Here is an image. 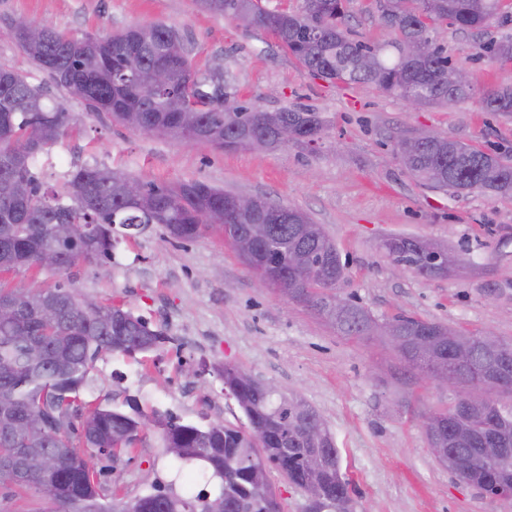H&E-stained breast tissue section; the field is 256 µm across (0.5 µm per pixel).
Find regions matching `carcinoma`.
<instances>
[{
	"mask_svg": "<svg viewBox=\"0 0 512 512\" xmlns=\"http://www.w3.org/2000/svg\"><path fill=\"white\" fill-rule=\"evenodd\" d=\"M379 18L390 38L379 43L350 37L345 28L347 0H303L296 11L270 9L262 0H198L200 8L244 29L257 27L270 33L278 46L311 74L331 83L365 84L400 98L419 100L423 107L457 105L469 101L473 90H459L448 82L456 66L433 32L450 25L462 32L482 33L500 22L502 0H376ZM35 33L14 32L27 57L50 82L82 100L91 112L105 115L139 133L186 142L184 129L195 128L194 144L233 151L247 140L277 148L276 128L286 124L301 136L297 145L323 138L328 121L307 108L263 111L239 96L229 60L203 71L190 52H173L183 39L178 30L163 24H134L107 35H64L46 25L28 23ZM419 45L416 54L409 52ZM479 55L490 60L512 59V38L478 45ZM159 65L171 68L170 80L148 87L141 74ZM41 86L25 75L0 66V273L38 267L35 256L46 248L58 254L63 273L82 262L103 264L112 259L114 226L145 229L162 227L168 239L191 242L209 231L229 237L253 230L270 241L261 256L274 277L290 274L288 260L299 252L319 272L315 280L301 283L308 308L346 336H365L373 317L351 300L332 314L324 303L344 281L336 243L304 212L256 197V211L242 215L231 205L232 193L204 180L158 185L141 181L144 196L132 200L125 193L131 175L98 165L71 172L63 194L47 192L33 171L41 154H47L64 133L67 114L59 105H48ZM481 107L487 112L512 113V87L486 91ZM397 153L416 179L432 187L460 194L478 192L489 199L512 196V154L485 151L436 135L426 143L411 136L396 142ZM25 184L22 193L15 183ZM52 224L91 226L71 240L48 235ZM380 248L391 260L401 261L421 275L448 270L444 262L422 249L420 240L400 235L382 241ZM25 294L27 311L10 317L9 305ZM54 304L61 311L55 322H45L39 311ZM390 324L404 338L397 351L415 359L410 338L440 322L398 315ZM167 341L162 331L121 305L84 302L79 294L61 285L54 288L0 286V422L35 416L44 434L37 445L46 467L30 479L27 488L45 487L50 512H282L269 481L257 483L255 471L274 469L298 487L309 479L312 444L302 428L318 417L308 405L256 382L245 371L221 368L224 391L243 412L247 425L223 423L199 427L172 416L148 415L135 400L126 399L129 411L97 406L79 424L63 429L60 414L79 413L75 406L104 352L128 355L149 353ZM159 432L163 448L181 464L198 462L210 490L179 494L173 485H151V491L132 503L120 499L101 501L93 449L112 457L138 440L144 429ZM494 431L501 444L512 447V388L499 392L498 401L485 419L471 424L470 439L457 448L473 471L474 487L492 495L496 480L486 469L481 448ZM314 481L320 497L306 505V512H350L352 489L342 475L334 440L317 464Z\"/></svg>",
	"mask_w": 512,
	"mask_h": 512,
	"instance_id": "cac0c4a2",
	"label": "carcinoma"
}]
</instances>
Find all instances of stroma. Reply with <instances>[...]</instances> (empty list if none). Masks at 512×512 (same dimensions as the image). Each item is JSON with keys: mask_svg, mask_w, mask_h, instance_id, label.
<instances>
[{"mask_svg": "<svg viewBox=\"0 0 512 512\" xmlns=\"http://www.w3.org/2000/svg\"><path fill=\"white\" fill-rule=\"evenodd\" d=\"M348 30L370 42L387 39L375 0H349ZM509 20L477 35L447 28L439 41L469 72L475 98L465 104L407 108L400 97L366 85L314 77L260 29L214 16L196 0H0V66L46 80L22 53L9 23L20 16L65 34L106 35L132 24L164 23L186 38L202 68L228 57L241 95L273 111L308 107L331 122L315 150L222 152L149 137L90 112L67 91L50 98L68 114L65 132L34 170L44 187L64 191L68 172L85 164L120 169L158 184L202 179L232 193L263 195L300 209L334 239L347 279L338 296L378 322L405 314L471 336L512 342V197L453 195L417 181L396 141L426 129L481 149L512 150V114L483 111L479 96L512 86V62L476 51L481 38L512 37ZM390 235L447 245L458 263L447 276L396 272L380 244ZM110 262L65 273L35 268L0 275L7 287L58 284L147 318L167 337L146 354L103 353L81 408L123 406L135 397L148 414L199 427L246 419L225 395L216 366L238 367L312 407L339 450L341 472L355 493L353 512H512V500L490 498L434 457L423 416L455 402L453 387L412 370L379 338L349 337L307 308L258 288L237 253L213 232L179 244L158 225L140 233L116 229ZM100 494L131 502L153 482L189 484L198 468L164 454L158 432L141 433L118 460L96 459Z\"/></svg>", "mask_w": 512, "mask_h": 512, "instance_id": "1", "label": "stroma"}]
</instances>
